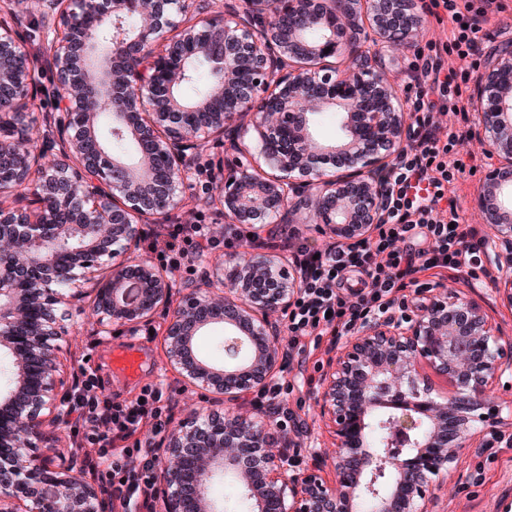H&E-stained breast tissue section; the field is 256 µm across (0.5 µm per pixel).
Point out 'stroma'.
Segmentation results:
<instances>
[{
  "instance_id": "1",
  "label": "stroma",
  "mask_w": 512,
  "mask_h": 512,
  "mask_svg": "<svg viewBox=\"0 0 512 512\" xmlns=\"http://www.w3.org/2000/svg\"><path fill=\"white\" fill-rule=\"evenodd\" d=\"M457 150L462 158H475L478 169L464 174L451 188L469 221H476L472 202L492 161L476 137H469ZM456 288L467 298L478 303L496 326L500 336L512 338V306L499 294L496 283L467 285L457 283ZM168 317L164 311H156L148 321L138 323L136 332L121 326H113L110 334L97 330L95 317H77L75 337L67 347V363L71 367L90 363L96 368L105 394L119 399L136 398L147 384L164 382L175 387V419L183 421L194 410L222 409V396L203 394L184 386L181 377L170 367L164 329ZM138 350L142 359L139 377L129 378L115 370L112 357L122 348ZM304 405L297 413L303 424L307 447L313 448L319 462H326L334 449V436L326 421L318 414L311 394H304ZM435 495L429 503L430 512H497L499 497L512 485V448L497 456L473 451L465 463L448 474L447 478H434Z\"/></svg>"
}]
</instances>
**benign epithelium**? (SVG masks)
<instances>
[{
	"mask_svg": "<svg viewBox=\"0 0 512 512\" xmlns=\"http://www.w3.org/2000/svg\"><path fill=\"white\" fill-rule=\"evenodd\" d=\"M40 23L47 53L24 44L18 12ZM373 21L372 43L414 46L416 0H0V512H107L79 471L53 475L45 427L59 420L73 374L61 361L69 321L94 292L98 323L131 325L165 307L172 367L202 393L237 401L279 369L281 315L299 288L282 262L254 257L229 275L205 274L173 301L174 284L133 257L139 225L190 214L186 190L212 142L250 156L206 170L208 200L228 224H291L305 205L337 245L367 237L386 205V173L404 148L409 115L366 47L355 16ZM134 19L128 33L125 23ZM329 52H324V49ZM346 56L342 72L324 65ZM211 79L189 101L187 59ZM55 88L50 139L32 135L44 66ZM512 37L496 42L474 84L477 135L499 162L474 199L494 229L487 259L512 304ZM336 111L333 139L316 134ZM206 114L198 123L192 116ZM249 122L260 149L234 138ZM136 144L112 152V137ZM264 163L278 172L257 173ZM224 326V361L199 357L194 339ZM428 365L452 390L420 384ZM512 373V341L479 306L450 288L417 314L370 319L336 350L314 403L336 436L333 480L319 464L299 472L268 450L273 417L191 414L158 457L163 512H222L210 487L229 477L253 512H428L431 477L485 448L499 418L494 380Z\"/></svg>",
	"mask_w": 512,
	"mask_h": 512,
	"instance_id": "benign-epithelium-1",
	"label": "benign epithelium"
}]
</instances>
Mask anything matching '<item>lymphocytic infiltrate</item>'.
<instances>
[{
    "mask_svg": "<svg viewBox=\"0 0 512 512\" xmlns=\"http://www.w3.org/2000/svg\"><path fill=\"white\" fill-rule=\"evenodd\" d=\"M422 10L443 35L427 42L412 64L417 90L409 144L387 176L388 204L374 235L319 248L299 242L294 228L260 237L229 224L219 238L208 224H167L148 239L173 270L192 268L218 246L233 249L244 241L294 250L300 288L283 314L284 373L256 389L250 400L280 425L296 418L285 374L305 360L308 347L319 346L326 336L336 340L358 333L370 318L395 311L407 292L424 291L420 273L433 270L466 284L493 277L483 259L487 238L477 225L464 222L448 186L466 168L457 147L470 133V81L488 40L484 26L490 16H511L512 0H424ZM442 116L449 117L448 128H441ZM351 268L365 275L364 288L344 287ZM98 387L95 371L80 366L62 412L72 447L83 452L81 468L122 512H156L158 450L175 420L174 402L160 384L144 386L131 401L101 394Z\"/></svg>",
    "mask_w": 512,
    "mask_h": 512,
    "instance_id": "1",
    "label": "lymphocytic infiltrate"
}]
</instances>
